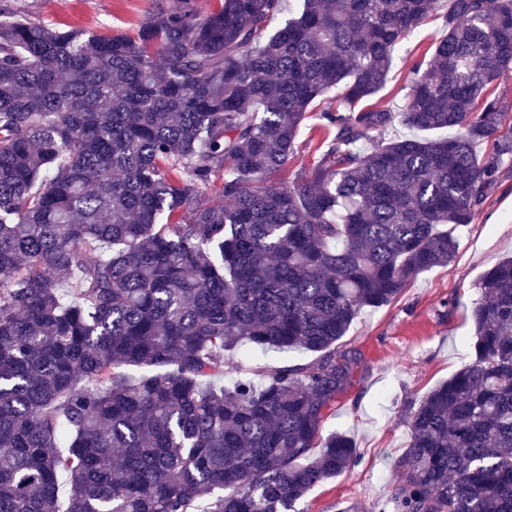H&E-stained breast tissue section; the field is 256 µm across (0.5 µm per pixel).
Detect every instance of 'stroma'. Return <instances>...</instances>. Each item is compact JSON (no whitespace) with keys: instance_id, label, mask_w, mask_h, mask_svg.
Segmentation results:
<instances>
[{"instance_id":"stroma-1","label":"stroma","mask_w":512,"mask_h":512,"mask_svg":"<svg viewBox=\"0 0 512 512\" xmlns=\"http://www.w3.org/2000/svg\"><path fill=\"white\" fill-rule=\"evenodd\" d=\"M181 5V0H0L2 11L62 30L132 37L153 14ZM442 34L441 18L432 16L402 42L388 82L375 98L377 107H400L411 67L429 55ZM323 141L320 120L310 114L277 182L288 185L311 171ZM455 234L459 249L451 264L418 275L398 302L362 311L346 334L345 343L365 356L363 371L337 399L324 429L349 436L360 459L310 491L298 504V512H341L353 502L360 503L363 512H373L377 502L390 496L398 478L393 461L408 433L400 417L405 398L423 395L471 362L468 340L474 334L470 318L477 298L474 284L512 255V163L504 164L472 223L457 228Z\"/></svg>"}]
</instances>
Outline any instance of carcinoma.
Here are the masks:
<instances>
[{"mask_svg":"<svg viewBox=\"0 0 512 512\" xmlns=\"http://www.w3.org/2000/svg\"><path fill=\"white\" fill-rule=\"evenodd\" d=\"M289 10L184 0L135 37L0 12V512H293L355 463L323 431L364 361L340 340L454 258L512 161V0H302L269 32ZM434 14L399 118L447 135L377 137ZM334 89L311 175L274 182ZM475 288L473 361L405 399L378 512H512V257ZM443 34V22L440 17H429L417 33L405 39L395 56L394 67L386 86L375 98L377 107L397 110L406 92L405 86L410 79V69L418 60H429V47L438 42ZM493 95L499 96L509 105L503 122V128L507 129L512 126V70L505 72L493 83Z\"/></svg>","mask_w":512,"mask_h":512,"instance_id":"obj_1","label":"carcinoma"}]
</instances>
